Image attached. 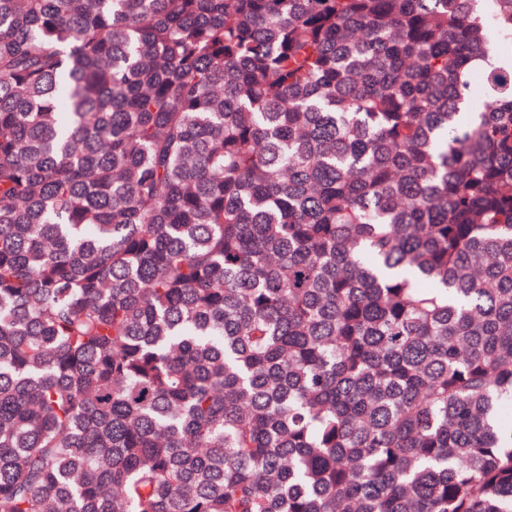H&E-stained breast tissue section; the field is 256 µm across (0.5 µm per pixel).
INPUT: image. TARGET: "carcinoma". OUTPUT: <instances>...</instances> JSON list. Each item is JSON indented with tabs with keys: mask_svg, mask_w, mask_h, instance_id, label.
Instances as JSON below:
<instances>
[{
	"mask_svg": "<svg viewBox=\"0 0 512 512\" xmlns=\"http://www.w3.org/2000/svg\"><path fill=\"white\" fill-rule=\"evenodd\" d=\"M512 0H0V512H512Z\"/></svg>",
	"mask_w": 512,
	"mask_h": 512,
	"instance_id": "carcinoma-1",
	"label": "carcinoma"
}]
</instances>
